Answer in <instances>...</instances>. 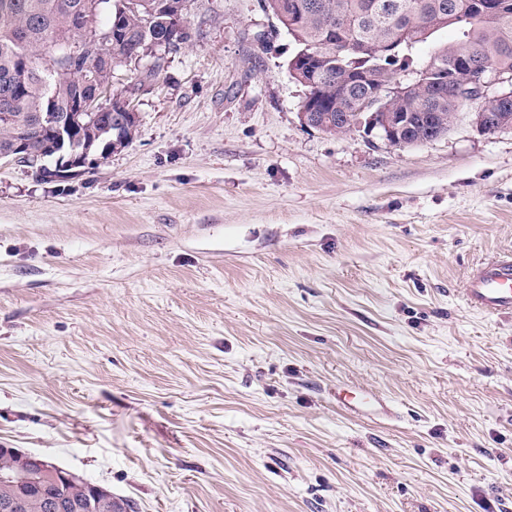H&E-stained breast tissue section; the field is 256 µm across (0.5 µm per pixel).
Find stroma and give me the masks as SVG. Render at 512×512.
Segmentation results:
<instances>
[{"mask_svg":"<svg viewBox=\"0 0 512 512\" xmlns=\"http://www.w3.org/2000/svg\"><path fill=\"white\" fill-rule=\"evenodd\" d=\"M185 27L114 72L129 146L0 167V448L137 512H512V317L460 294L512 251V130L331 135L260 0Z\"/></svg>","mask_w":512,"mask_h":512,"instance_id":"stroma-1","label":"stroma"}]
</instances>
